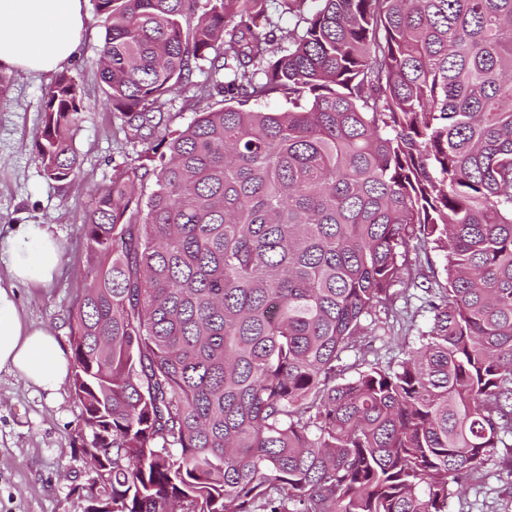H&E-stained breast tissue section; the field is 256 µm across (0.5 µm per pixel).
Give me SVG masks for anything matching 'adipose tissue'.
Here are the masks:
<instances>
[{"mask_svg":"<svg viewBox=\"0 0 512 512\" xmlns=\"http://www.w3.org/2000/svg\"><path fill=\"white\" fill-rule=\"evenodd\" d=\"M86 21L84 0H0V68L33 73L63 68L79 51ZM0 249L10 272L9 286L0 285V371L56 391L70 373V358L50 331L27 326L14 287L52 280L62 247L46 226L21 224Z\"/></svg>","mask_w":512,"mask_h":512,"instance_id":"adipose-tissue-1","label":"adipose tissue"}]
</instances>
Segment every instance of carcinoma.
I'll return each mask as SVG.
<instances>
[{
  "instance_id": "1",
  "label": "carcinoma",
  "mask_w": 512,
  "mask_h": 512,
  "mask_svg": "<svg viewBox=\"0 0 512 512\" xmlns=\"http://www.w3.org/2000/svg\"><path fill=\"white\" fill-rule=\"evenodd\" d=\"M92 0L142 146L86 224L71 387L112 512H448L512 480V0ZM214 102L162 129L193 70ZM279 97L282 110L247 107ZM62 72L35 154L78 168ZM152 190L143 196L145 182ZM447 252L420 347L346 376L410 249Z\"/></svg>"
}]
</instances>
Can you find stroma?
Masks as SVG:
<instances>
[{
	"label": "stroma",
	"instance_id": "obj_1",
	"mask_svg": "<svg viewBox=\"0 0 512 512\" xmlns=\"http://www.w3.org/2000/svg\"><path fill=\"white\" fill-rule=\"evenodd\" d=\"M104 29L89 15L79 57L65 73L79 84L84 101L75 138L80 167L69 180L48 179L36 156L43 103L55 77L0 70V237L19 224H44L61 242L59 272L47 283L18 286L15 296L26 322L51 330L70 347L75 308L88 285L89 247L82 225L97 193L109 186L116 170L136 162L140 145L130 143L120 113L105 109L95 61ZM203 80L194 73L186 86L170 94L165 107L169 129L186 126L207 99L198 97ZM446 253L413 250L404 281L394 288L396 315L377 311L380 329L371 337L369 362H399L419 347L430 326L419 289L407 278L423 273L430 281L446 279ZM89 431L70 384L47 393L24 378L0 372V512H86V495L96 472L81 448ZM486 477L463 480L449 512H512V487L503 486L488 461Z\"/></svg>",
	"mask_w": 512,
	"mask_h": 512
}]
</instances>
